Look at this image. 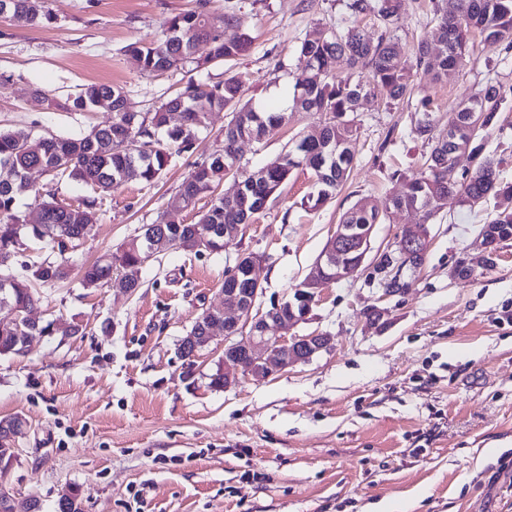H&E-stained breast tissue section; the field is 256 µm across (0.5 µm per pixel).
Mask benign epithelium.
Segmentation results:
<instances>
[{
	"mask_svg": "<svg viewBox=\"0 0 512 512\" xmlns=\"http://www.w3.org/2000/svg\"><path fill=\"white\" fill-rule=\"evenodd\" d=\"M373 228H357L353 224H338L334 235L302 283L293 288L288 300L259 313L255 311L262 293L255 275L256 259L244 262L238 257L235 265L224 273V280L234 284L224 289V301L217 307L222 320L208 328L205 342L214 331H224V385L239 376L265 379L298 364L307 363L318 353L330 348L332 337L324 333L288 335L300 322L308 320L316 304V290L330 282H339L360 267L371 250ZM428 240V227L415 225L413 231L398 242V252L406 258L422 251Z\"/></svg>",
	"mask_w": 512,
	"mask_h": 512,
	"instance_id": "7a95c632",
	"label": "benign epithelium"
}]
</instances>
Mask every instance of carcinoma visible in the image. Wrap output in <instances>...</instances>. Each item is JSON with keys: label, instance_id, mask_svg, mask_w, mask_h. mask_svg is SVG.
I'll return each mask as SVG.
<instances>
[{"label": "carcinoma", "instance_id": "1", "mask_svg": "<svg viewBox=\"0 0 512 512\" xmlns=\"http://www.w3.org/2000/svg\"><path fill=\"white\" fill-rule=\"evenodd\" d=\"M206 5L207 0H199L196 10L166 21L159 39L130 47L143 72L153 74L170 68L169 57L175 49L182 54V67L194 70L211 60L225 62L249 51L252 40L243 32L231 41L216 36L205 59L194 56L197 30L210 25ZM457 6V15L444 13L438 17L436 34L441 44L435 73L438 81H446L466 67L470 34L474 31L487 41L504 42L512 47V0H458ZM347 7L354 14L372 13L386 25L398 19V0H350ZM0 14H8L31 26L53 22L45 0H0ZM299 53L306 59V68L295 80L292 108L325 116L322 139L328 146L318 152L310 143L311 134L303 135L287 152L266 163L265 172L257 181L243 177L244 193L236 200L226 202L222 196L213 199L194 224L161 216L157 223L165 225L169 247L192 253L197 241L204 238L210 253L223 252L224 225L250 223L288 180L292 170L304 163L314 171L319 185L315 204L329 199L346 180L353 161L350 144L356 127L346 115L354 111V96L364 91L389 104L403 100L412 90L413 69L428 65L429 43L425 39L418 42L413 69L399 66V48L391 39L383 35L373 39L356 27L322 28L300 43ZM340 58L347 60L351 74L344 77L333 74L332 61ZM102 99L107 100L112 121L86 133L61 136L35 135L25 129L0 132V175H4L0 179V307L16 308L25 315L41 302L33 283L52 285L70 278L72 266L66 254L74 251L77 242L85 237L90 210L97 205L94 197L85 198L77 207L62 205L55 194L35 187L30 180L31 172L66 178L102 192L112 191L131 175L150 184L162 175L174 155L188 150L207 129L210 113L229 111L232 119L224 128V146L209 160L194 166L181 185L180 195L192 206L228 174L236 159L237 142L260 140L288 119L285 111H261L252 100L244 99L243 81L237 74L218 83L191 82L184 91L146 116L125 111L123 88L110 84L84 87L68 101L67 109L89 111L97 108ZM508 102V91L489 80L480 96L460 103L454 109L458 119L456 132L448 134V141L442 146L432 148L425 170L408 180L405 192L392 198L388 209L413 207L425 224L438 213L439 200L450 193L458 195L462 205L468 207L491 195L512 197V183L500 180L498 162L482 155V148L473 145L467 128L468 113H483V125L487 126ZM421 112L416 133L423 137L432 130L430 100L421 101ZM467 150L478 158L474 172L448 177L454 165L452 152ZM25 195L42 198L40 227L30 232L19 229L25 224V216L16 208L17 200ZM384 219L385 215L375 210L354 206L342 216L341 223L379 224ZM483 228L501 238L511 236L512 210L497 213ZM28 240L42 244L49 255L31 264L23 262L17 268L15 257L24 251ZM151 245V239L145 237L136 252L124 250L81 264L77 267L80 287L94 290L116 279L135 290L143 283L144 251ZM169 247L164 245L162 250ZM397 260L393 252L383 253L374 268L380 287H409L408 282H398L391 274ZM53 325L52 320L39 324L22 318L13 325L8 319L0 320V355L22 354V343L17 337L35 339L45 335ZM56 512H84L79 490L73 489L69 495L59 498Z\"/></svg>", "mask_w": 512, "mask_h": 512}]
</instances>
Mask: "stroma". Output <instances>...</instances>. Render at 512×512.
Here are the masks:
<instances>
[{"label":"stroma","mask_w":512,"mask_h":512,"mask_svg":"<svg viewBox=\"0 0 512 512\" xmlns=\"http://www.w3.org/2000/svg\"><path fill=\"white\" fill-rule=\"evenodd\" d=\"M347 0H208L223 18L234 10L250 51L187 72L143 73L129 48L161 35L163 22L197 0H48L54 21L29 26L0 15V131L79 134L110 113L72 112L61 104L89 83L124 89L147 113L189 80L217 83L232 74L258 102L292 94L306 62L301 41L316 30L358 27L389 34L409 67L419 40L431 38L436 10L457 0H401L392 28L352 14ZM462 74L438 82L418 70L410 99L373 97L355 106L354 161L345 182L321 205L313 171L294 169L280 193L228 241L221 254L167 250L144 284L80 288L69 279L40 289L36 320L80 324L71 338L35 340L21 356H0V418L20 416L16 457L0 467V493L27 512L39 500L54 512L59 496L79 490L85 512H512V240L486 256L483 224L512 200L473 207L451 196L428 226L423 264L410 288L384 295L365 261L318 291L308 321L292 332L332 336L330 350L263 380L240 377L215 388L224 363L216 335L195 358L179 343L207 308L219 305L224 271L240 254L259 259L265 311L287 299L313 268L342 215L359 205L384 209L420 172L434 143L448 138V114L487 79L512 86V49L472 36ZM430 98L429 139L415 135L422 98ZM230 113L215 112L192 148L155 183H124L92 211V235L71 255L91 262L119 251L142 225L171 214L195 223L210 205L181 208L179 190L195 164L221 149ZM323 115L289 114L259 141L239 146L241 173L285 151ZM484 151L512 183V110L481 130ZM467 277L454 276L460 259ZM380 309L371 322V309Z\"/></svg>","instance_id":"35a3bbf8"}]
</instances>
